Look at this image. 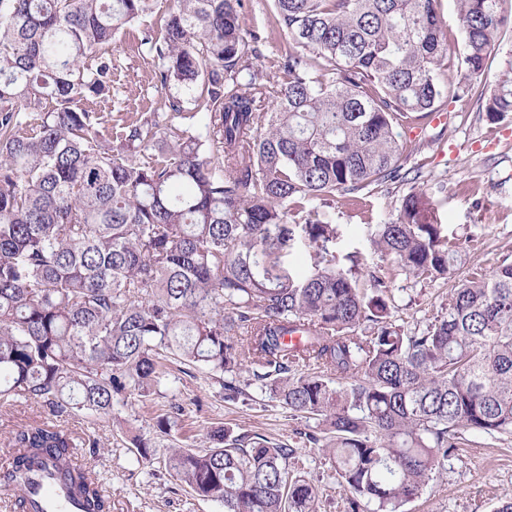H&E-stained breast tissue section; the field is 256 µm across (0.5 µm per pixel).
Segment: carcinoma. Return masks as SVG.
Listing matches in <instances>:
<instances>
[{"label":"carcinoma","instance_id":"cac0c4a2","mask_svg":"<svg viewBox=\"0 0 512 512\" xmlns=\"http://www.w3.org/2000/svg\"><path fill=\"white\" fill-rule=\"evenodd\" d=\"M458 80L436 0H275L291 41L283 79L245 48L242 0H174L140 31L160 85L194 91L203 128L137 120L103 133L78 107L110 96L116 34L151 0H0V398L99 420L159 390L164 361L203 367L224 397L236 376L293 417L332 462L349 512H401L447 470L463 433H512V262L472 271L425 324L392 320L401 277L448 280L458 250L422 189L397 217L366 224L379 261L341 255L337 198L401 177L400 122H424L465 93L512 28L504 0H455ZM54 102L26 121L22 109ZM484 112H512V67ZM299 334L290 344L288 334ZM179 405L157 416L177 424ZM174 448L169 469L224 512H317L296 449L212 427ZM5 483L43 455L65 468L85 512H111L75 440L34 420L9 441Z\"/></svg>","mask_w":512,"mask_h":512}]
</instances>
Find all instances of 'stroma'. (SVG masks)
<instances>
[{"label": "stroma", "mask_w": 512, "mask_h": 512, "mask_svg": "<svg viewBox=\"0 0 512 512\" xmlns=\"http://www.w3.org/2000/svg\"><path fill=\"white\" fill-rule=\"evenodd\" d=\"M242 4L245 30L275 33L272 42L261 46L259 63L264 73L277 75L279 49L287 34L278 28L275 2L242 0ZM112 60V96L91 103V111L111 113L116 124L148 119L164 126L171 115L169 102L177 98L185 114L191 115L192 126H199V119L192 116V91L175 84L160 86L157 62L141 47L137 28L117 33ZM511 65L512 34L491 54L474 92L441 101L439 109L448 114V123L428 124L416 138L410 126L400 127L401 142L412 150L407 162L410 175L364 197L360 205L337 204L333 221L340 226L342 252L358 251L366 262H376L362 224L394 217L403 197L415 186L437 202L441 222L462 256V269L479 267L489 273L502 260L512 261V113L489 121L478 99L479 92L489 91ZM457 285L454 279L397 281L393 290L396 322L407 328L424 322ZM174 397L182 414L166 436L156 432L153 423ZM34 420L57 422L79 441L78 454L90 459L99 482L110 493L112 512H224L222 505L198 499L181 486L167 466L170 448L188 444L192 435L211 426L256 431L298 448L302 476L320 492L318 512H347L345 494L328 457L305 438L315 420L290 417L278 402L252 386L245 396L227 400L215 376L176 361L167 363L158 394L115 404L107 422L82 414L57 419L33 402L0 400V464L10 457L9 439ZM137 435L152 443L149 457L143 460L133 445ZM90 436L98 440V452L84 446ZM506 496L512 497V434L468 432L449 460L447 472L430 480L403 512H495L500 498Z\"/></svg>", "instance_id": "stroma-1"}]
</instances>
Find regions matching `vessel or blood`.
Returning <instances> with one entry per match:
<instances>
[{
	"instance_id": "1",
	"label": "vessel or blood",
	"mask_w": 512,
	"mask_h": 512,
	"mask_svg": "<svg viewBox=\"0 0 512 512\" xmlns=\"http://www.w3.org/2000/svg\"><path fill=\"white\" fill-rule=\"evenodd\" d=\"M27 512H83L81 501L52 459H43L28 477Z\"/></svg>"
}]
</instances>
